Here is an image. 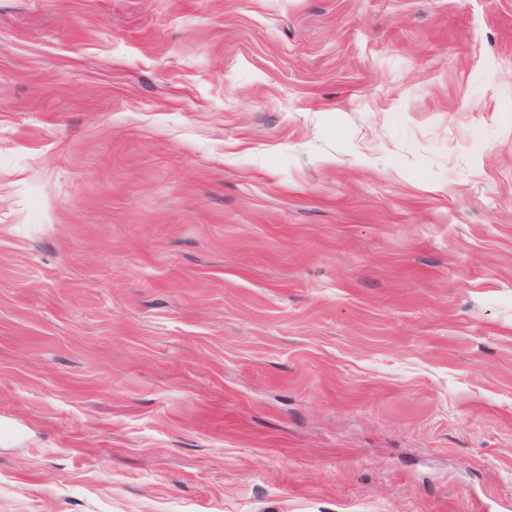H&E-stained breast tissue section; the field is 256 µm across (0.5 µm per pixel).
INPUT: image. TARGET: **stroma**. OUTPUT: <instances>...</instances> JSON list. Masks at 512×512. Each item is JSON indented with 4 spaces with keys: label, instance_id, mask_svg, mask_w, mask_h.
I'll return each instance as SVG.
<instances>
[{
    "label": "stroma",
    "instance_id": "35a3bbf8",
    "mask_svg": "<svg viewBox=\"0 0 512 512\" xmlns=\"http://www.w3.org/2000/svg\"><path fill=\"white\" fill-rule=\"evenodd\" d=\"M0 512H512V0H0Z\"/></svg>",
    "mask_w": 512,
    "mask_h": 512
}]
</instances>
